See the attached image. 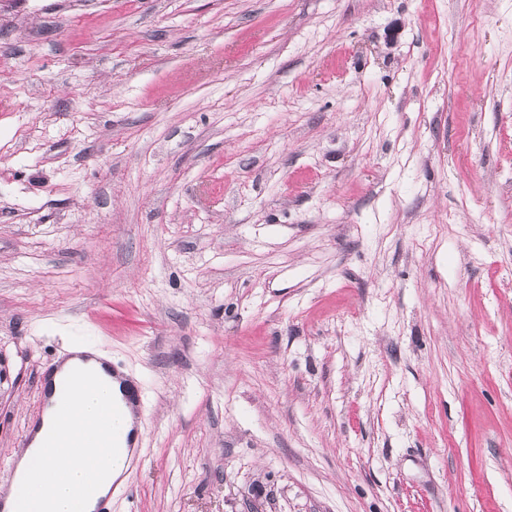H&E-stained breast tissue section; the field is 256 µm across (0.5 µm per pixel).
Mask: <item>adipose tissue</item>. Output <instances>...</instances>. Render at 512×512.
<instances>
[{
	"mask_svg": "<svg viewBox=\"0 0 512 512\" xmlns=\"http://www.w3.org/2000/svg\"><path fill=\"white\" fill-rule=\"evenodd\" d=\"M56 376L71 386L72 413L61 420L53 405H46L28 454L16 464V478L26 491L24 505L32 512H74L73 502L78 497L83 500L84 512H95L98 499L128 477L126 436L139 430L140 421L132 415L121 423L113 420L112 406L122 400V385L107 374L100 357L85 362L72 356L58 368ZM74 430L93 441L103 435L114 436L115 446L93 445L76 457L60 455L45 446V439ZM33 455L41 456L44 466L61 469L62 478L46 484L32 475L29 458Z\"/></svg>",
	"mask_w": 512,
	"mask_h": 512,
	"instance_id": "1",
	"label": "adipose tissue"
}]
</instances>
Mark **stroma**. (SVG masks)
I'll return each instance as SVG.
<instances>
[{
    "instance_id": "35a3bbf8",
    "label": "stroma",
    "mask_w": 512,
    "mask_h": 512,
    "mask_svg": "<svg viewBox=\"0 0 512 512\" xmlns=\"http://www.w3.org/2000/svg\"><path fill=\"white\" fill-rule=\"evenodd\" d=\"M72 346L112 512H512V0H0V469Z\"/></svg>"
}]
</instances>
